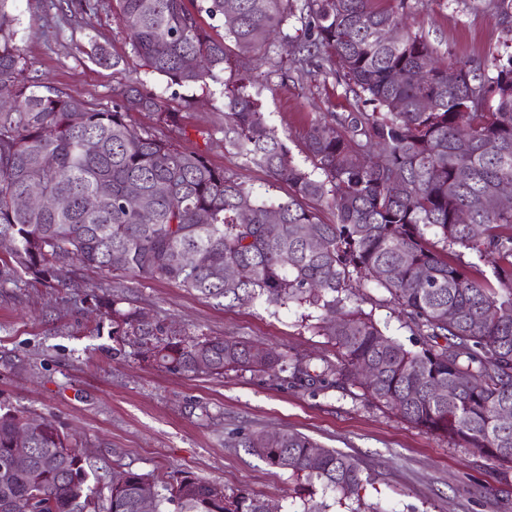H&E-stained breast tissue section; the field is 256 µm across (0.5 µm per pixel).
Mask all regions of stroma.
Here are the masks:
<instances>
[{"instance_id": "obj_1", "label": "stroma", "mask_w": 512, "mask_h": 512, "mask_svg": "<svg viewBox=\"0 0 512 512\" xmlns=\"http://www.w3.org/2000/svg\"><path fill=\"white\" fill-rule=\"evenodd\" d=\"M71 15L59 0H17L16 44L30 76L80 96L94 107H112V88L130 77L143 80L178 115L160 126L157 115L126 106L134 127L184 148L205 147L209 161L266 198H287L289 186L243 164L224 147V95L247 84L269 124L288 144L298 165L311 122L329 112H353L334 77L295 72L261 75L229 54L218 81L178 90L165 77L145 72L132 51L112 0ZM411 29L440 61L455 59L494 74L512 57V30L473 0H406ZM120 56L119 66L94 62V44ZM75 287H66V280ZM94 269L76 266L60 281L22 277L0 286V405L55 422L82 440L94 474L130 469L162 485L192 473L226 491H246L272 512H303L308 497L333 501V492L269 465L235 441L250 433L290 430L324 448L355 457L368 484L358 512H512V469L447 438L424 433L395 411L367 400L359 386L333 379L307 389L291 386L287 373L273 377L238 371L214 378L171 374L143 362L134 338L115 340L105 315L92 313L84 286L100 283ZM125 306L138 309L163 334L229 337L277 348L312 361L313 370L337 363L331 337L319 332L316 310L264 299L229 305L171 281L113 271ZM408 344L405 317L385 289H357L352 300Z\"/></svg>"}]
</instances>
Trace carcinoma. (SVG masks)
Segmentation results:
<instances>
[{"mask_svg":"<svg viewBox=\"0 0 512 512\" xmlns=\"http://www.w3.org/2000/svg\"><path fill=\"white\" fill-rule=\"evenodd\" d=\"M0 0V239L11 241L0 265V286L27 275L58 278L62 266H87L102 276L123 270L134 277L172 281L207 297L268 305L305 304L341 351L323 368L337 386L361 385L373 400L420 429L444 436L512 468V211L493 204L497 187L512 183V58L492 76L463 64H440L423 37L392 8L371 0H114L140 67L189 87L216 81L227 61L226 43L199 23L205 13L237 16L225 37L246 61L272 63L271 38H290L301 24L304 40L291 61L295 71L331 75L344 94L370 112H332L305 137L309 171L268 124L246 84L224 102L226 150L244 163L288 183L286 199L265 200L201 149L186 150L126 121L125 101L157 114L176 113L145 84L132 79L113 88L112 109L101 110L48 82L26 76L14 44L13 18ZM512 23V0H479ZM397 29L383 42L379 31ZM459 80L448 85V69ZM388 150L384 167L372 162ZM103 183L111 196L93 210L85 200ZM136 187L145 206L125 205ZM37 189L54 197L51 210H22L16 199ZM308 201L324 202L336 222H322ZM466 211L470 222L460 224ZM276 213L280 233L266 235ZM436 229L437 240L425 229ZM492 259L490 273L472 275L455 262L457 250ZM231 265L229 283L216 273ZM385 289L418 336L407 348L385 335L371 314L351 305L355 280ZM112 335L139 336L150 365L186 376H224L229 370L274 373L288 367L289 382L314 380L310 364L274 349L263 355L230 338L186 334L171 341L117 295L102 299ZM373 370L365 377L362 371ZM452 389L451 394L436 388ZM29 429L35 460L23 470L0 471V512H139L144 496L154 512H264L263 502L185 473L173 487L125 471L114 488L89 483L79 440L52 421L22 411H0V464L12 455L16 433ZM268 464L343 497L359 495L358 462L323 448L312 465L310 438L283 431L238 441ZM59 456L55 468L40 459ZM106 501L100 508L99 501Z\"/></svg>","mask_w":512,"mask_h":512,"instance_id":"cac0c4a2","label":"carcinoma"}]
</instances>
